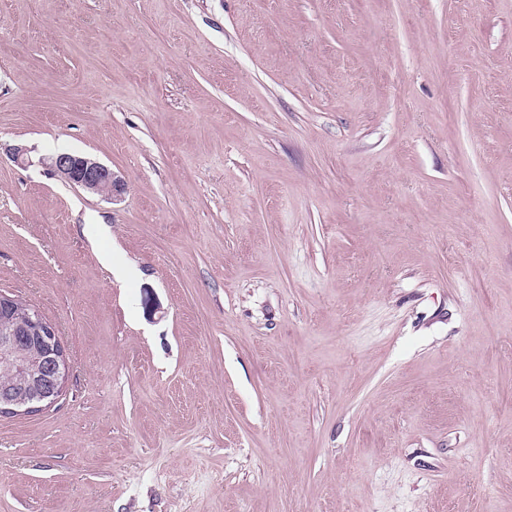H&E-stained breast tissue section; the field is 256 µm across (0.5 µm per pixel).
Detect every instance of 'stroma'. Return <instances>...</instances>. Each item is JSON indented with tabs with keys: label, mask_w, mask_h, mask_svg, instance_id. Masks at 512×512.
Instances as JSON below:
<instances>
[{
	"label": "stroma",
	"mask_w": 512,
	"mask_h": 512,
	"mask_svg": "<svg viewBox=\"0 0 512 512\" xmlns=\"http://www.w3.org/2000/svg\"><path fill=\"white\" fill-rule=\"evenodd\" d=\"M0 144V512H512V0H0ZM44 162L51 174L85 191H94L101 184H106L109 192L102 197L107 200L116 201L126 189L124 180L112 168L82 154L61 152ZM18 301L8 295H0L3 333L0 348L5 353L16 351L28 339L37 341L43 348L41 361L31 371L28 385L29 400H22L16 389L9 386L0 389V411L2 417L30 415L54 404L62 395L70 373L68 358L61 336L54 323L30 305L27 321L13 324L8 315L16 308ZM19 350L12 358L11 363H4L0 360V385H16L19 386V368L31 363V357H38V352L35 349Z\"/></svg>",
	"instance_id": "stroma-1"
}]
</instances>
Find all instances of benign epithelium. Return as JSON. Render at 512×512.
Masks as SVG:
<instances>
[{"mask_svg": "<svg viewBox=\"0 0 512 512\" xmlns=\"http://www.w3.org/2000/svg\"><path fill=\"white\" fill-rule=\"evenodd\" d=\"M45 164L51 174L80 187L93 191L105 184L109 192L107 200L121 198L126 184L112 168L82 154L61 152L48 157ZM17 300L11 296L0 295V322L3 333L0 334V349L6 353L14 352L23 342L31 339L43 348L41 361L30 371L26 390L28 400H22L16 390L6 386L0 389V415L15 417L30 415L54 404L62 395L70 373L68 358L61 336L54 323L46 319L35 307H30L27 321L13 324L8 315L16 308Z\"/></svg>", "mask_w": 512, "mask_h": 512, "instance_id": "obj_1", "label": "benign epithelium"}]
</instances>
